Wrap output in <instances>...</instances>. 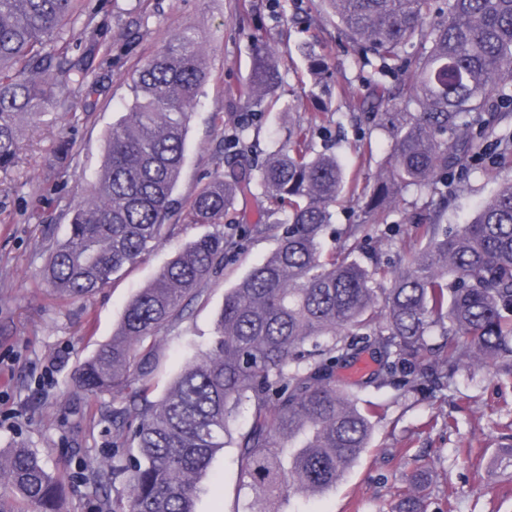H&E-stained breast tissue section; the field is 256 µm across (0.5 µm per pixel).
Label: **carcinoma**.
I'll return each instance as SVG.
<instances>
[{"instance_id": "1", "label": "carcinoma", "mask_w": 512, "mask_h": 512, "mask_svg": "<svg viewBox=\"0 0 512 512\" xmlns=\"http://www.w3.org/2000/svg\"><path fill=\"white\" fill-rule=\"evenodd\" d=\"M322 0L367 69L368 93L354 110L393 140L384 173L363 208L373 212L394 194L426 189L471 161L470 124L488 127L506 116L512 90V0ZM91 17L83 0H0V169L19 158L18 128L43 109L74 110L80 92L98 90L105 64L92 45L72 57L63 21ZM417 42L422 53L408 56ZM300 53L325 73L322 54ZM402 71L409 84H394ZM208 77L194 29H183L133 80L132 101L106 134V156L88 195L74 203L66 236L43 271L71 299H84L134 264L165 237L174 191L185 162L191 105ZM281 80L279 57L257 39L251 91L261 101ZM288 128V145L264 160L252 142L253 123L238 124L224 141V170L189 204L193 224L219 225L239 195L260 186L277 208L258 224L277 248L224 296L208 351L189 362L159 401L149 399L160 367L159 335L204 299L203 285L236 251L234 233L206 234L176 252L125 306L118 331L78 369L76 387L108 394L126 406L112 427L137 453L89 465L85 483L99 512H196L201 484L218 453L236 450L238 488L247 499L234 512H280L295 495L334 486L369 448L370 411L353 388L405 392L448 389L466 368L486 365L512 379V178L465 224L434 218L423 224V248L399 259L388 288L349 245L322 259L331 207L350 191L340 158L317 150L307 127ZM440 341L430 343V336ZM370 354L378 368L351 384L338 370ZM251 409L247 428L235 421ZM124 475L126 504L111 508L106 487ZM62 481L36 452L0 449V512L23 502L59 512ZM395 512H426L409 493Z\"/></svg>"}]
</instances>
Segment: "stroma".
<instances>
[{
    "instance_id": "1",
    "label": "stroma",
    "mask_w": 512,
    "mask_h": 512,
    "mask_svg": "<svg viewBox=\"0 0 512 512\" xmlns=\"http://www.w3.org/2000/svg\"><path fill=\"white\" fill-rule=\"evenodd\" d=\"M188 26L196 30L209 75L190 109L168 235L97 294L83 300L58 296L41 270L52 244L66 232L67 208L81 199L100 168L104 135L125 112L136 73ZM91 29L111 48L99 91L79 96L75 113L52 112L39 126L23 123L20 160L0 171V448H30L49 471L61 473L64 512H93L83 466L111 459L114 452L112 424L105 419L111 396L80 391L73 374L111 338L138 289L178 249L210 233V226L189 223L186 212L194 195L222 170L224 137L234 121L255 113L258 151L265 154L285 144L289 122H306L318 108L328 109V122H335L367 92L364 72L319 0H101ZM257 34L275 46L281 61L274 106L243 95ZM304 42L323 47V82L315 81L298 52ZM292 99L299 103L297 111L284 112L283 103ZM495 136L502 145L494 160L472 163L451 177L442 223L467 222L501 180L512 178V121L498 124ZM364 140L372 145L371 156L358 151ZM335 149L361 192L373 185L391 140L379 130L351 129ZM431 199V192L408 191L368 214L362 202L343 197L333 208V231L323 249H340L344 230L360 224L357 259L395 268L401 255L420 247L416 227L432 218ZM270 207L257 187L225 214V223L247 231L223 270L206 284L203 301L161 332V366L151 400L162 398L186 363L206 351L225 294L275 249L273 233L252 230ZM359 397L376 409L368 450L336 487L313 498L291 497L285 512H392L415 488L428 512H512L511 379L475 368L460 372L444 399L425 391L399 399L390 388H368ZM237 473L235 451L225 449L202 483L196 512H234Z\"/></svg>"
}]
</instances>
